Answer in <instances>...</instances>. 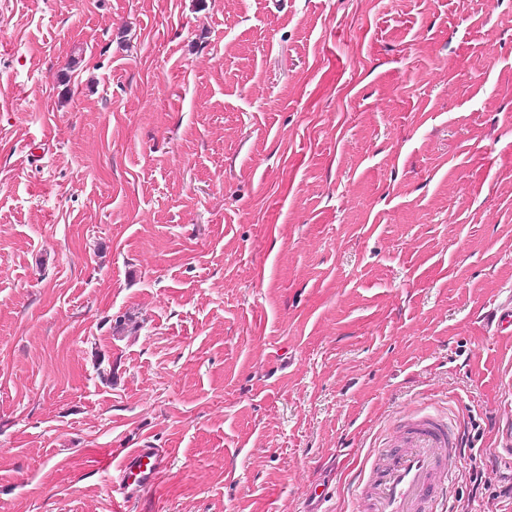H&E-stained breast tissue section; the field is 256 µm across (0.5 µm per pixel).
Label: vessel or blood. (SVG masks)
<instances>
[{
  "instance_id": "vessel-or-blood-1",
  "label": "vessel or blood",
  "mask_w": 512,
  "mask_h": 512,
  "mask_svg": "<svg viewBox=\"0 0 512 512\" xmlns=\"http://www.w3.org/2000/svg\"><path fill=\"white\" fill-rule=\"evenodd\" d=\"M465 433L446 413L426 408L401 418L367 459L355 487L358 512H448L454 464ZM167 463L156 448H138L119 463L123 499L154 483Z\"/></svg>"
}]
</instances>
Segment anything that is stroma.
I'll return each instance as SVG.
<instances>
[{
    "mask_svg": "<svg viewBox=\"0 0 512 512\" xmlns=\"http://www.w3.org/2000/svg\"><path fill=\"white\" fill-rule=\"evenodd\" d=\"M512 0H0V512H353L416 407L512 512ZM167 456L157 448H137L119 463L117 481L123 506L154 483Z\"/></svg>",
    "mask_w": 512,
    "mask_h": 512,
    "instance_id": "obj_1",
    "label": "stroma"
}]
</instances>
